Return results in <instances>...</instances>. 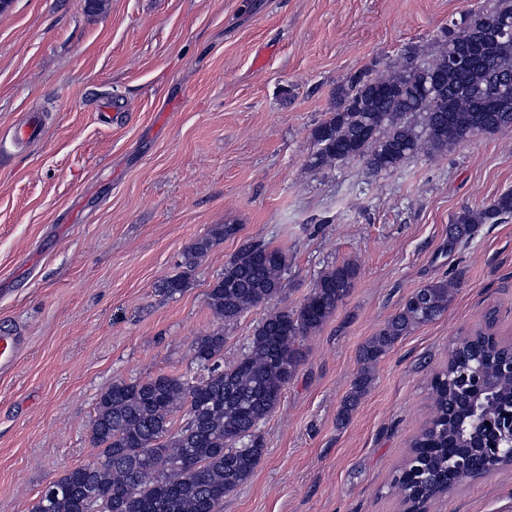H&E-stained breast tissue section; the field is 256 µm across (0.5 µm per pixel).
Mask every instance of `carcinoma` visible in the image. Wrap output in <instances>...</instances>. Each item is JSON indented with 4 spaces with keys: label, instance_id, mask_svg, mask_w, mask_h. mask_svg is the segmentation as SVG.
<instances>
[{
    "label": "carcinoma",
    "instance_id": "carcinoma-1",
    "mask_svg": "<svg viewBox=\"0 0 512 512\" xmlns=\"http://www.w3.org/2000/svg\"><path fill=\"white\" fill-rule=\"evenodd\" d=\"M512 18V0L491 10L471 11L452 23L453 52L470 57L462 69L448 66L445 45L423 65L416 54L378 72L359 71L336 89L327 119L311 132L308 166L365 161L373 173L390 171L419 154L433 155L479 134L512 130V39L499 37L498 20ZM512 218V191L480 209L456 214L448 247L479 224ZM237 232L219 224L182 253L181 271L162 283L173 296L188 284L198 261ZM288 253L280 247L246 242L224 264L207 293L215 327L191 347L204 374L158 375L117 380L99 399L91 424L96 459L56 479V490L41 495L32 512H224V497L254 473L265 448L261 424L279 405L288 382L304 361L302 341L320 330L349 295L358 267L345 262L321 273L295 310L277 308L258 324L240 356L224 364V327L284 292ZM455 284L446 279L414 290L397 313L362 346L360 369L340 410L347 421L372 381L373 370L394 344L447 310ZM508 360V345L487 332L463 338L448 365L431 380V413L410 443V454L393 479L402 502L425 505L483 468L512 465L493 455L504 444L512 411V375L496 364ZM488 426L482 447L465 448L456 416L467 400L484 396Z\"/></svg>",
    "mask_w": 512,
    "mask_h": 512
}]
</instances>
